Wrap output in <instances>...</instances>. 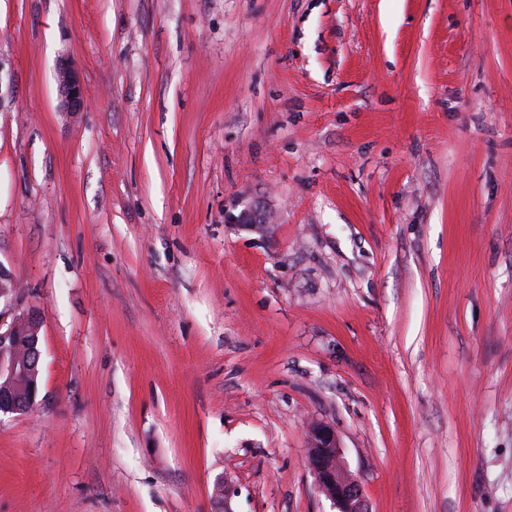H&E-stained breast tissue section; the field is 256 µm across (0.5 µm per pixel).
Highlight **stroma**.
I'll use <instances>...</instances> for the list:
<instances>
[{"label":"stroma","instance_id":"obj_1","mask_svg":"<svg viewBox=\"0 0 512 512\" xmlns=\"http://www.w3.org/2000/svg\"><path fill=\"white\" fill-rule=\"evenodd\" d=\"M0 264V512H512V0H0ZM56 78L64 109L68 112L82 111L87 89L76 68L67 60L61 61ZM24 293L12 272L0 264V346L9 342L13 346L23 345L25 357H12L4 361V351L0 356V413L20 414L26 404L17 398V384L21 377L35 379L41 358L40 330L42 320L34 307L26 305ZM2 301L4 307H1ZM306 446L307 463L317 487L333 502L336 512H369L361 482L349 470L336 432L314 422L308 427Z\"/></svg>","mask_w":512,"mask_h":512}]
</instances>
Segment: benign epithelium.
Masks as SVG:
<instances>
[{"mask_svg": "<svg viewBox=\"0 0 512 512\" xmlns=\"http://www.w3.org/2000/svg\"><path fill=\"white\" fill-rule=\"evenodd\" d=\"M57 84L63 107L68 112L83 110L87 89L76 68L64 60L57 66ZM24 293L12 272L0 263V344L22 345L23 357L4 361L0 356V413L20 414L26 404L17 398L22 377L35 378L41 358L42 320L34 307L25 304ZM307 463L321 493L333 502L337 512H369L359 479L349 470L336 432L322 422L312 423L306 433Z\"/></svg>", "mask_w": 512, "mask_h": 512, "instance_id": "7a95c632", "label": "benign epithelium"}]
</instances>
